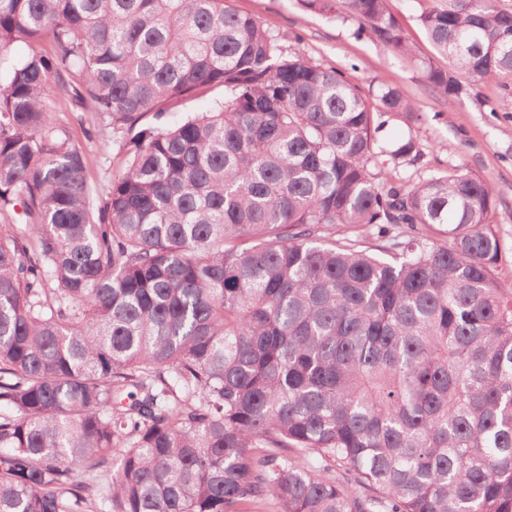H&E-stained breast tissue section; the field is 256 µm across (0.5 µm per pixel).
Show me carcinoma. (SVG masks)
I'll list each match as a JSON object with an SVG mask.
<instances>
[{
	"label": "carcinoma",
	"instance_id": "1",
	"mask_svg": "<svg viewBox=\"0 0 512 512\" xmlns=\"http://www.w3.org/2000/svg\"><path fill=\"white\" fill-rule=\"evenodd\" d=\"M344 6L416 56L386 0ZM420 24L435 89L512 88L496 0ZM53 85L121 138L97 200ZM373 97L224 0H0V512H512L494 191L378 181L421 151Z\"/></svg>",
	"mask_w": 512,
	"mask_h": 512
}]
</instances>
